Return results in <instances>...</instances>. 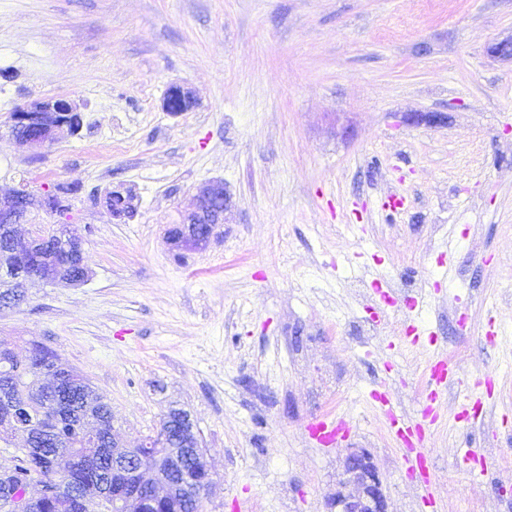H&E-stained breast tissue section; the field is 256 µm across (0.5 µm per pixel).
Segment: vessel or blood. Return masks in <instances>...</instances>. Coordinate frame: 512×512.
Masks as SVG:
<instances>
[{"instance_id":"vessel-or-blood-1","label":"vessel or blood","mask_w":512,"mask_h":512,"mask_svg":"<svg viewBox=\"0 0 512 512\" xmlns=\"http://www.w3.org/2000/svg\"><path fill=\"white\" fill-rule=\"evenodd\" d=\"M426 370L427 403L422 408L419 418L410 419L398 414L386 392H374L373 397L378 402L396 440L405 448L404 460L409 469L420 472L421 480L418 487L424 492L423 502L428 503L431 502L432 495L427 491L428 469L423 449L428 438L442 422L439 413L442 398L447 395L449 387L461 385L462 380L456 364L449 361L448 353L444 350L434 353L426 364ZM492 384L493 376L489 373L485 374L483 379L474 382L464 399L466 409L457 416L458 422L470 424L481 419L484 400L489 397ZM352 429V421L338 415L314 417L306 426L308 438L324 447L337 444L339 440L349 435Z\"/></svg>"}]
</instances>
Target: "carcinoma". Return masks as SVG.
<instances>
[{"instance_id":"cac0c4a2","label":"carcinoma","mask_w":512,"mask_h":512,"mask_svg":"<svg viewBox=\"0 0 512 512\" xmlns=\"http://www.w3.org/2000/svg\"><path fill=\"white\" fill-rule=\"evenodd\" d=\"M79 238L61 230L47 245L34 248L18 243L17 254L0 253V287L13 278L55 280L59 274L73 283L83 279L85 266L72 245ZM24 402L28 419L19 421L0 408V433L25 435V448L11 468L7 489L22 497L39 487L38 496L27 500L25 512H83L66 494L58 493L50 476L76 485L83 496L122 502L126 512H195L192 487L201 485L203 466L179 479H168V492L160 496L152 486L138 485L132 475L112 468V411L103 397L74 370L65 367L57 353L34 343L28 354L18 356L10 344L0 341V393ZM165 420L178 424L171 435L175 448H196L190 415L172 409ZM147 464L167 472L164 450L139 448ZM0 483V494L4 492Z\"/></svg>"}]
</instances>
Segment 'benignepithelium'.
<instances>
[{
	"label": "benign epithelium",
	"mask_w": 512,
	"mask_h": 512,
	"mask_svg": "<svg viewBox=\"0 0 512 512\" xmlns=\"http://www.w3.org/2000/svg\"><path fill=\"white\" fill-rule=\"evenodd\" d=\"M191 92L183 87L172 88L163 102L165 111L174 115L187 112L193 107ZM76 111L65 99L48 98L36 101L10 115L11 125L32 123L42 112ZM63 123H40L26 143L34 146L50 144L55 140ZM233 207L230 194L221 181H208L197 187L191 208L181 215L179 243L192 250L205 249L210 240H199L195 236V225L211 224L219 228L225 222L226 213ZM27 200L13 192L0 196V225L14 227L27 216ZM203 457L200 448H184L171 456V467L180 469L184 463ZM133 473L143 482L153 484L159 495H164L167 486L161 474L152 467L143 465L142 458L133 462ZM328 512H388V499L383 477L375 466L370 452L364 448H350L343 458L342 472L336 492L327 500Z\"/></svg>",
	"instance_id": "1"
}]
</instances>
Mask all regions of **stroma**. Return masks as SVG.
Here are the masks:
<instances>
[{
	"label": "stroma",
	"instance_id": "stroma-1",
	"mask_svg": "<svg viewBox=\"0 0 512 512\" xmlns=\"http://www.w3.org/2000/svg\"><path fill=\"white\" fill-rule=\"evenodd\" d=\"M510 37L512 0H0V195L27 187L18 238L66 228L89 269L24 284L0 340L55 349L127 447L186 410L212 481L202 512H327L349 448L371 453L389 512H512V60L490 54ZM175 85L195 100L180 115L163 108ZM50 97L77 105L79 131L16 140L11 112ZM211 180L233 197L223 234L177 248L169 231ZM60 184L69 210L46 211ZM111 189L131 190L133 219H113ZM386 192L403 206L381 210ZM376 279L396 305L373 308ZM413 315L437 345L396 343ZM459 345L464 377L497 375L489 466L459 464L452 388L430 507L371 391L415 415L429 352ZM321 413L355 432L317 446Z\"/></svg>",
	"mask_w": 512,
	"mask_h": 512
}]
</instances>
